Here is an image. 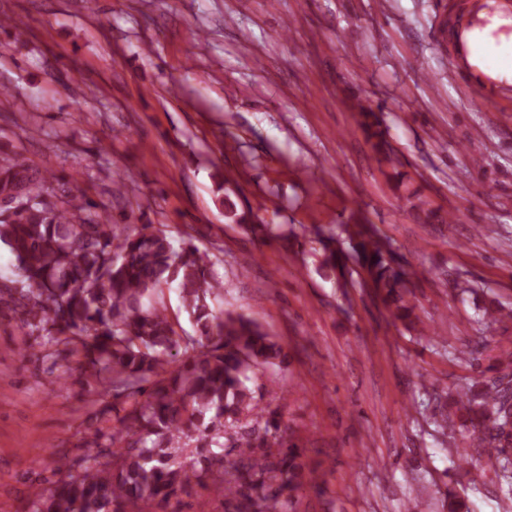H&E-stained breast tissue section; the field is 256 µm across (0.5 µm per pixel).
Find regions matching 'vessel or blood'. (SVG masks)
<instances>
[{
  "label": "vessel or blood",
  "instance_id": "vessel-or-blood-1",
  "mask_svg": "<svg viewBox=\"0 0 512 512\" xmlns=\"http://www.w3.org/2000/svg\"><path fill=\"white\" fill-rule=\"evenodd\" d=\"M486 9L512 18V0H470L468 18L461 25L463 33L472 28L474 18ZM505 70H512V53L492 45L479 47L463 35L456 38L452 72L475 98L497 104L511 103L512 80L502 78Z\"/></svg>",
  "mask_w": 512,
  "mask_h": 512
}]
</instances>
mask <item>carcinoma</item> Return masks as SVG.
<instances>
[{
	"instance_id": "obj_1",
	"label": "carcinoma",
	"mask_w": 512,
	"mask_h": 512,
	"mask_svg": "<svg viewBox=\"0 0 512 512\" xmlns=\"http://www.w3.org/2000/svg\"><path fill=\"white\" fill-rule=\"evenodd\" d=\"M372 149L385 153L372 110H361ZM0 244L15 276L0 278V314L28 330L52 365L75 364L91 395H112L87 428L99 449L81 469L65 457L54 478L34 486L20 512H165L196 486L223 493L224 512H297L308 471L287 436L279 408L260 405L251 383L285 358L254 320L217 307L224 281L192 239L174 249L151 224L129 232L85 192L19 153L0 157ZM354 248L365 280L395 318L410 316L406 296L417 274L365 225ZM321 272L343 270L322 239ZM175 287L195 335L167 314ZM441 432L472 433L474 447L512 499V354L493 376L465 386Z\"/></svg>"
}]
</instances>
